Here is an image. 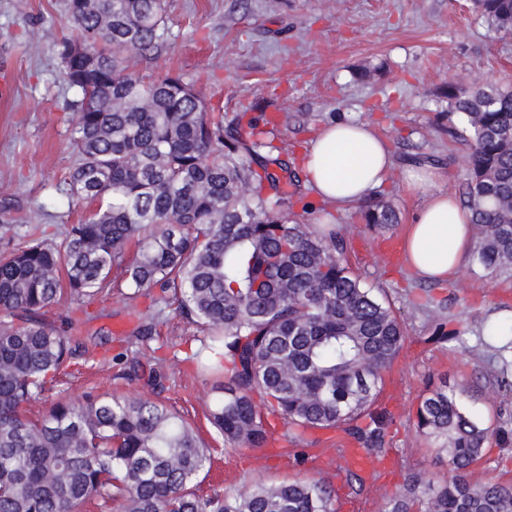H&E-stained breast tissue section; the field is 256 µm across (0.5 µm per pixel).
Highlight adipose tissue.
I'll return each instance as SVG.
<instances>
[{"mask_svg":"<svg viewBox=\"0 0 512 512\" xmlns=\"http://www.w3.org/2000/svg\"><path fill=\"white\" fill-rule=\"evenodd\" d=\"M394 165L389 145L369 123L336 120L310 142L305 158L306 182L317 197L336 208L361 203L381 186ZM438 169L413 165L403 171L406 192L421 204L406 227V266L431 282L452 279L471 254V213L452 193L438 188Z\"/></svg>","mask_w":512,"mask_h":512,"instance_id":"obj_1","label":"adipose tissue"}]
</instances>
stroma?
<instances>
[{"instance_id":"obj_1","label":"stroma","mask_w":512,"mask_h":512,"mask_svg":"<svg viewBox=\"0 0 512 512\" xmlns=\"http://www.w3.org/2000/svg\"><path fill=\"white\" fill-rule=\"evenodd\" d=\"M170 37L153 56L136 58L143 76L179 74L207 102L223 108L225 123L276 117V143L292 170L303 166L307 143L336 118L365 120L394 155V168L376 194L396 210L399 222L371 231L361 207H324L330 223L351 242L347 255L362 281L378 288L405 323V341L374 409L387 421L386 453L367 494L351 495L346 473L326 467L335 457L336 433L313 432L316 459L291 466L275 448H230L209 422L216 375L198 369L190 355L201 334L174 307L165 308L159 334L149 345L124 338L137 316H152L150 299L138 315L113 293L91 305L85 336L106 329L107 361L77 362L29 406L89 389L131 396L143 382L120 379L111 357L122 352L148 363L158 358L165 379L160 398L185 415L214 450L198 491L209 495L262 480H324L336 491L337 512H383L404 493L412 473H432L433 445L414 427L430 382L448 378L490 424L512 433V387H501L500 368L512 355L488 345L482 328L512 306V279L490 278L467 260L453 279L436 284L411 274L402 257L403 237L417 198L407 195L402 172L415 158L439 165L441 189L457 192L469 147L448 134L440 93L453 80L512 86V35L492 28L471 0H167ZM74 30L64 0H0V202L14 204L35 223L65 225L87 218L93 203L70 193L65 179L76 162L68 145L74 90L61 73L60 45ZM373 69L361 77L362 68Z\"/></svg>"}]
</instances>
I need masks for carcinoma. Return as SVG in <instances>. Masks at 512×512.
Masks as SVG:
<instances>
[{
	"mask_svg": "<svg viewBox=\"0 0 512 512\" xmlns=\"http://www.w3.org/2000/svg\"><path fill=\"white\" fill-rule=\"evenodd\" d=\"M491 26L512 34V0H473ZM76 36L63 41V76L76 90L66 184L96 204L54 237L18 218L20 242L0 252V512H336L321 479L258 481L200 496L210 448L180 415L145 395L61 398L38 419L25 406L89 354L75 324L47 318L105 288L127 299L157 288L156 302L206 333L194 359L224 374L210 417L231 447L299 446L336 429L380 455L384 421L372 410L402 348L404 320L346 259L334 224L285 215L297 174L273 155L256 121L224 126L193 85L166 74L146 82L128 58L169 36L165 0H65ZM470 142L460 198L476 226L474 259L512 273V88L452 81L443 91ZM373 231L398 223L367 202ZM160 320L138 325L146 342ZM447 378L431 385L416 428L440 443L441 481L409 477L387 512H512V481L474 484L471 468L508 436L486 424Z\"/></svg>",
	"mask_w": 512,
	"mask_h": 512,
	"instance_id": "obj_1",
	"label": "carcinoma"
}]
</instances>
